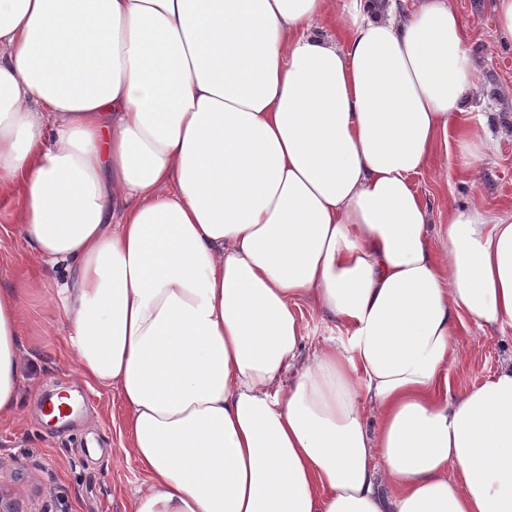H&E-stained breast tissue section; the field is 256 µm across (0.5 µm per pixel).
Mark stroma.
<instances>
[{
	"label": "stroma",
	"mask_w": 512,
	"mask_h": 512,
	"mask_svg": "<svg viewBox=\"0 0 512 512\" xmlns=\"http://www.w3.org/2000/svg\"><path fill=\"white\" fill-rule=\"evenodd\" d=\"M455 6L470 25L485 73L468 123L474 131L489 130L493 144L469 174L458 166L456 142L437 143L428 169L414 179L435 225L447 223L452 206L512 214V48L497 39L494 0H455ZM17 204L15 195L0 194V285L40 273L36 256L12 232ZM22 303L26 403L21 419L0 421V486L26 512H38L46 503L53 512H131L133 495L148 476L132 454L121 398L109 387L78 378L69 328L52 314L49 289H27ZM301 330L310 347L347 337L342 326L307 304ZM456 348L458 357L448 366L454 393L481 384L512 362V327L482 330L465 321L456 333ZM68 390L82 398L80 415L63 424L44 421V400Z\"/></svg>",
	"instance_id": "stroma-1"
}]
</instances>
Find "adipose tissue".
Returning <instances> with one entry per match:
<instances>
[{"mask_svg": "<svg viewBox=\"0 0 512 512\" xmlns=\"http://www.w3.org/2000/svg\"><path fill=\"white\" fill-rule=\"evenodd\" d=\"M483 85L454 0H0V193L124 402L132 512H512V364L447 371L463 317L512 327V215L435 229L413 184ZM305 302L347 341L303 350Z\"/></svg>", "mask_w": 512, "mask_h": 512, "instance_id": "ef3b65f1", "label": "adipose tissue"}]
</instances>
